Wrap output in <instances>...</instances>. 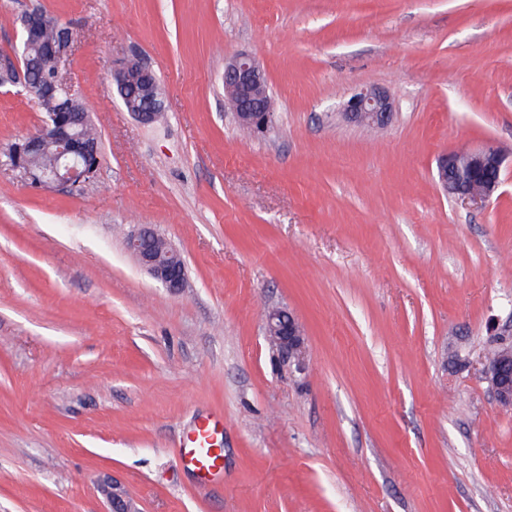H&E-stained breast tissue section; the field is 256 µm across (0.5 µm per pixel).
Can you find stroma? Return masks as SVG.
Returning a JSON list of instances; mask_svg holds the SVG:
<instances>
[{
  "instance_id": "35a3bbf8",
  "label": "stroma",
  "mask_w": 512,
  "mask_h": 512,
  "mask_svg": "<svg viewBox=\"0 0 512 512\" xmlns=\"http://www.w3.org/2000/svg\"><path fill=\"white\" fill-rule=\"evenodd\" d=\"M38 8L74 36L73 94L100 164L78 191L9 164L46 114L0 87V512H512V408L483 359L512 337V0H0V55ZM246 52L277 102L244 132L224 64ZM137 60L165 111L127 112ZM377 88L391 123H347ZM505 156L481 207L437 184L443 154ZM182 255L171 294L128 237ZM306 336L271 348L267 308ZM224 421V471L178 439ZM112 81L126 104L127 111L145 124L162 114L163 100L156 74L136 62L125 63L112 73ZM127 101H134L135 106ZM265 335L269 344L297 368H303L306 342L298 319L281 307L269 308L264 319ZM98 489L107 500L109 505L108 512H138L133 506V501L126 490L117 482L108 478L101 479L98 483Z\"/></svg>"
}]
</instances>
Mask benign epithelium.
<instances>
[{"label": "benign epithelium", "instance_id": "7a95c632", "mask_svg": "<svg viewBox=\"0 0 512 512\" xmlns=\"http://www.w3.org/2000/svg\"><path fill=\"white\" fill-rule=\"evenodd\" d=\"M52 24L50 17L33 10L22 17L25 31L32 37ZM72 32L61 28L60 37L42 45L36 68L40 78L31 77L32 68L21 67V60L0 59V85L21 84L36 99H54L67 89L64 71ZM112 81L126 102V107L138 120L150 124L163 110V100L156 74L136 62H128L112 73ZM224 85L230 88L227 103L238 124L253 133L265 132L270 125L265 107L267 78L256 59L240 53L224 65ZM342 115L354 124L384 127L393 116L390 95L379 89L356 91L342 105ZM92 124L90 112L65 103L60 110L33 134L14 143L9 152L12 167L32 183L45 188L77 189L89 181L100 163L99 142L83 136L82 131ZM51 152L52 162L42 168L34 164V155L41 150ZM505 157L494 146L445 154L438 161V180L446 194L464 204L482 205L500 187V179L489 173H500ZM129 248L139 265L153 279L176 294L185 286V267L179 253L155 229L143 227L128 240ZM265 335L269 344L284 358L303 368L306 342L298 319L290 311L272 307L265 313ZM485 377L498 403L512 407V356H488L484 365ZM98 489L107 500L108 512H138L133 501L120 484L104 478Z\"/></svg>", "mask_w": 512, "mask_h": 512}]
</instances>
